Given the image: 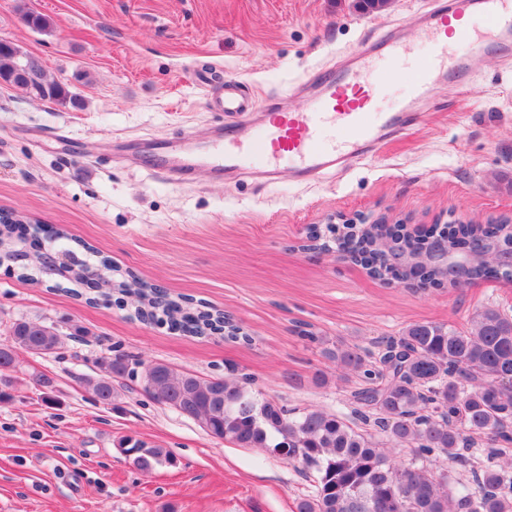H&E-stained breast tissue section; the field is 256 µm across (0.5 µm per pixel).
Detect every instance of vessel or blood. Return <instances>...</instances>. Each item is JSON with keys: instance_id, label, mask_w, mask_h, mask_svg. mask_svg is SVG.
Instances as JSON below:
<instances>
[{"instance_id": "1", "label": "vessel or blood", "mask_w": 512, "mask_h": 512, "mask_svg": "<svg viewBox=\"0 0 512 512\" xmlns=\"http://www.w3.org/2000/svg\"><path fill=\"white\" fill-rule=\"evenodd\" d=\"M418 32L432 45L428 58L407 59L396 29L385 30L379 40L363 42L338 71L312 74L309 82L316 92L302 109L258 125L220 127L198 155L180 152L177 141L160 142L155 168L179 183L192 181L201 168L218 180L248 169L269 181L285 162L303 180L343 169L380 149L414 119L407 102L392 112L375 109L374 89L388 75L376 65L377 56L392 64L404 62L409 100L420 98L434 85L470 70L472 57L454 54L451 42L512 56V0H432ZM450 33L455 36L451 42L446 39ZM194 77L208 89L215 111H253V102L234 83L216 84L211 66H201Z\"/></svg>"}]
</instances>
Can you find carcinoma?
<instances>
[{"mask_svg": "<svg viewBox=\"0 0 512 512\" xmlns=\"http://www.w3.org/2000/svg\"><path fill=\"white\" fill-rule=\"evenodd\" d=\"M0 78L48 102L80 106L67 85L46 78L41 62L13 44L0 43ZM380 280L442 288L436 270L410 278V271L373 256ZM470 278L512 280V269L490 261ZM116 302L135 305L137 317L183 333L249 340L221 316L188 307L180 299L132 278L117 285ZM62 343L53 324L18 320L0 345V371L18 355H48ZM374 355L360 347H326L340 378L357 377L349 391L350 413L314 409L300 413L252 390L238 368L224 377H201L164 363L102 356L103 374L86 379L95 401L117 397L112 376L138 378L157 403L197 422L214 439L240 448H261L316 476L315 493L298 512H512V315L496 305L475 311L466 325L412 323ZM409 452L405 462L390 449ZM132 464L149 472L172 463L163 448L135 442L125 449ZM471 474L474 490L456 487L455 471Z\"/></svg>", "mask_w": 512, "mask_h": 512, "instance_id": "obj_1", "label": "carcinoma"}]
</instances>
